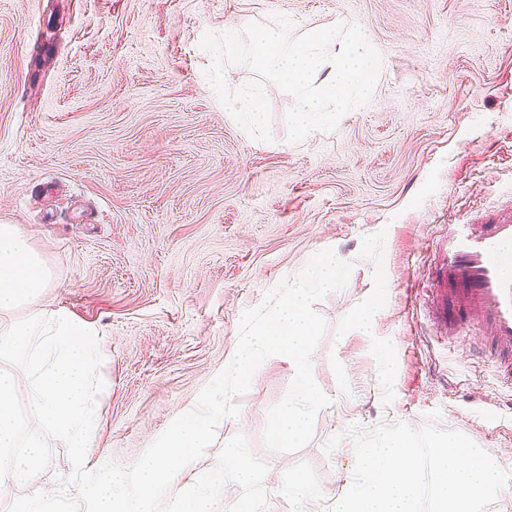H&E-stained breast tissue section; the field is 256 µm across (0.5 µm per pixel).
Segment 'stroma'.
I'll list each match as a JSON object with an SVG mask.
<instances>
[{"mask_svg":"<svg viewBox=\"0 0 512 512\" xmlns=\"http://www.w3.org/2000/svg\"><path fill=\"white\" fill-rule=\"evenodd\" d=\"M277 15L295 37L361 24L383 61L367 104L298 143L275 84L265 142L205 77V33ZM508 205L512 0H0V224L21 225L51 273L19 316L63 307L102 339L86 470L133 466L231 362L244 311L332 248L352 271L315 305L327 331L313 373L331 402L311 440L266 448L267 412L293 380L269 357L182 484L241 433L268 466L265 512H298V469L328 512L354 471L350 425L417 429L435 410L512 472V392L423 315L439 236ZM368 304L367 334L352 317ZM51 449L0 512L69 478L66 445Z\"/></svg>","mask_w":512,"mask_h":512,"instance_id":"stroma-1","label":"stroma"}]
</instances>
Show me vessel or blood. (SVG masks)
<instances>
[{
  "mask_svg": "<svg viewBox=\"0 0 512 512\" xmlns=\"http://www.w3.org/2000/svg\"><path fill=\"white\" fill-rule=\"evenodd\" d=\"M435 256L425 310L438 337L453 344L489 327L475 352L512 389V207L484 223L452 225Z\"/></svg>",
  "mask_w": 512,
  "mask_h": 512,
  "instance_id": "obj_1",
  "label": "vessel or blood"
}]
</instances>
